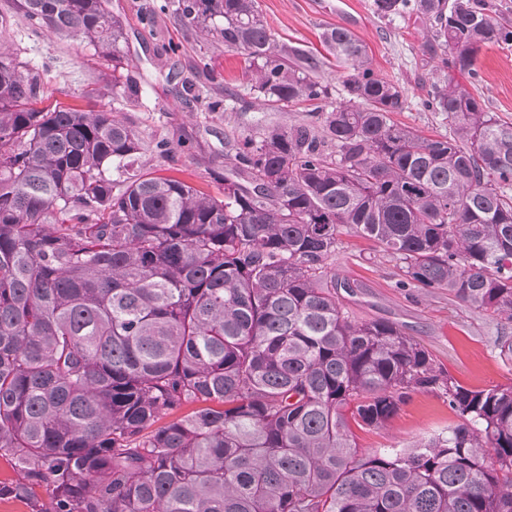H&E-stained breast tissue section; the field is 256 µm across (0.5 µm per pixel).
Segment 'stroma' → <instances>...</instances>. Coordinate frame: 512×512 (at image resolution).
Masks as SVG:
<instances>
[{"mask_svg":"<svg viewBox=\"0 0 512 512\" xmlns=\"http://www.w3.org/2000/svg\"><path fill=\"white\" fill-rule=\"evenodd\" d=\"M278 47L320 60L319 80L328 103L346 98L342 66L321 43L327 28L351 30L366 45L375 71L405 89L407 107L397 121L430 136L447 132L443 116L427 108L434 83L454 79L480 96L489 111L512 121V45L482 48L476 71H449L444 48L435 46L430 26L415 13L378 17L372 0H258ZM178 0H107L125 39L120 50L142 103L112 98V64L92 45L44 33L34 35L23 13L0 0V53L39 66L48 65L55 101L84 110L116 105V115L140 138L139 167L183 180L211 195L224 194L222 172L232 168L235 146L260 128L303 122L309 104L270 109L256 99L252 73L241 52L225 47L184 24ZM166 142L167 152L156 149ZM337 280L354 283L353 292L337 289L340 304L359 321L395 324L423 346L437 364L463 384L484 387L512 383V358L500 351L512 343V322L491 317L455 301L444 288H402L394 262L369 240L345 234L336 251ZM457 418L432 392L414 393L387 428L358 432L364 449L403 448L439 433Z\"/></svg>","mask_w":512,"mask_h":512,"instance_id":"35a3bbf8","label":"stroma"}]
</instances>
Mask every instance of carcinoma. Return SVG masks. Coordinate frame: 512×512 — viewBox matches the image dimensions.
I'll return each instance as SVG.
<instances>
[{
	"mask_svg": "<svg viewBox=\"0 0 512 512\" xmlns=\"http://www.w3.org/2000/svg\"><path fill=\"white\" fill-rule=\"evenodd\" d=\"M33 31L86 42L120 76L103 0H13ZM414 12L444 65L476 74L512 43L486 0H373ZM181 18L244 52L270 108L308 119L243 138L224 197L134 168L142 142L105 107L38 108L47 74L0 60L1 498L34 512H512V385L468 387L389 322L336 301L339 236L376 243L404 288H446L512 321V122L449 80L428 107L448 133L393 114L404 88L364 43L323 33L320 62L282 55L257 0H179ZM125 174L114 180L111 169ZM416 391L458 422L408 448H359Z\"/></svg>",
	"mask_w": 512,
	"mask_h": 512,
	"instance_id": "cac0c4a2",
	"label": "carcinoma"
}]
</instances>
